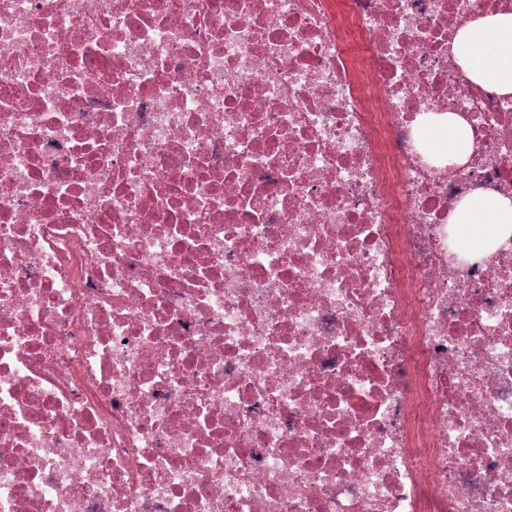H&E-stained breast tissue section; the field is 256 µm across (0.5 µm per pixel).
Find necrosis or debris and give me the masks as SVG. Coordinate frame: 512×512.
<instances>
[{
  "label": "necrosis or debris",
  "instance_id": "4bbe7bcc",
  "mask_svg": "<svg viewBox=\"0 0 512 512\" xmlns=\"http://www.w3.org/2000/svg\"><path fill=\"white\" fill-rule=\"evenodd\" d=\"M497 12L0 0V512H512ZM503 46L511 51H504ZM452 53L473 82L512 95V13L472 21L458 32ZM430 140L437 151L446 153L448 159L458 163L465 162L472 149L469 126L451 112L437 118L432 125ZM472 253H485L512 235V197L493 191L467 196L452 219Z\"/></svg>",
  "mask_w": 512,
  "mask_h": 512
}]
</instances>
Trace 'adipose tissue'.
<instances>
[{
    "mask_svg": "<svg viewBox=\"0 0 512 512\" xmlns=\"http://www.w3.org/2000/svg\"><path fill=\"white\" fill-rule=\"evenodd\" d=\"M452 53L473 82L512 95V13L472 21L459 31ZM430 140L437 151L458 163L465 162L472 149L469 126L450 112L437 118ZM453 221L471 252H486L512 236V197L493 191L467 196Z\"/></svg>",
    "mask_w": 512,
    "mask_h": 512,
    "instance_id": "adipose-tissue-1",
    "label": "adipose tissue"
}]
</instances>
